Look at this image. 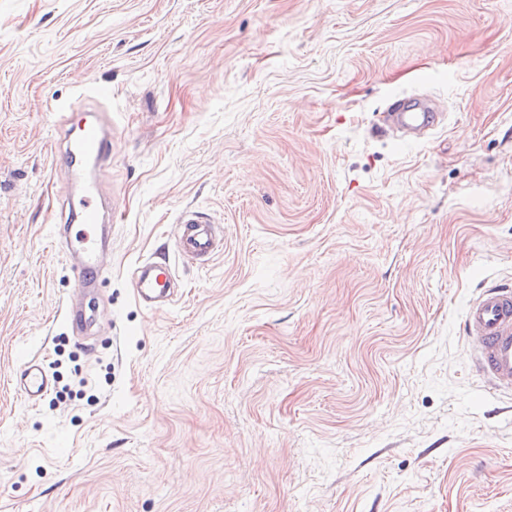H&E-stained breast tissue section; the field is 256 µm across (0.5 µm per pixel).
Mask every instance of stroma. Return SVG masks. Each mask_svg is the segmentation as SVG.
Segmentation results:
<instances>
[{"label":"stroma","instance_id":"stroma-1","mask_svg":"<svg viewBox=\"0 0 512 512\" xmlns=\"http://www.w3.org/2000/svg\"><path fill=\"white\" fill-rule=\"evenodd\" d=\"M93 84L121 217L76 336L52 155ZM415 92L444 119L402 140ZM187 208L224 227L203 268ZM506 280L512 0H0V512H512V396L463 332ZM223 236L194 211H182L178 219L176 248L188 264L205 267L219 253ZM131 281L134 299L145 309H160L175 293V274L166 259L139 263L131 273ZM52 385L51 373L43 360L35 356L23 363L19 377L15 380L16 388L29 403L41 401L50 392Z\"/></svg>","mask_w":512,"mask_h":512}]
</instances>
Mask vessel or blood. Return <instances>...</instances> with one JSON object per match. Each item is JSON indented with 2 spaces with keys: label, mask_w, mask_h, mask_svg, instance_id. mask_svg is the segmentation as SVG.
<instances>
[{
  "label": "vessel or blood",
  "mask_w": 512,
  "mask_h": 512,
  "mask_svg": "<svg viewBox=\"0 0 512 512\" xmlns=\"http://www.w3.org/2000/svg\"><path fill=\"white\" fill-rule=\"evenodd\" d=\"M441 115L429 99L415 95L395 99L384 116L395 129L421 134L436 128ZM106 116L85 120L77 140L58 155L64 160L77 192L63 203L55 223L70 230L66 256L71 259L82 290L97 287L103 273L102 255L109 231L103 222L102 202L94 170L111 159V142ZM222 236L217 228L196 212L187 210L178 219L176 248L189 264L205 267L220 252ZM135 301L143 308L157 310L174 295L175 275L167 260H147L131 273ZM464 331L473 345V364L492 388L512 386V283L482 288L471 298L464 312ZM53 377L42 359L28 358L15 380L26 401H41L51 390Z\"/></svg>",
  "instance_id": "obj_1"
}]
</instances>
